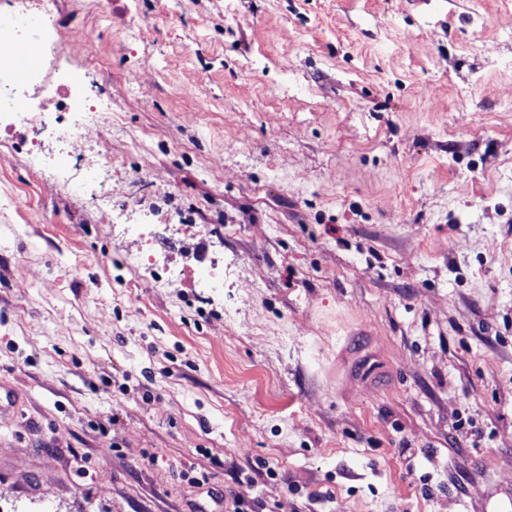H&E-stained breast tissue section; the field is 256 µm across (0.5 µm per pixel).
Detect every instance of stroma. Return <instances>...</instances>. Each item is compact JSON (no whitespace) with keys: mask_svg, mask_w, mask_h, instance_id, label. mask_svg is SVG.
I'll return each mask as SVG.
<instances>
[{"mask_svg":"<svg viewBox=\"0 0 512 512\" xmlns=\"http://www.w3.org/2000/svg\"><path fill=\"white\" fill-rule=\"evenodd\" d=\"M33 9L99 110L0 146V512H512V0Z\"/></svg>","mask_w":512,"mask_h":512,"instance_id":"35a3bbf8","label":"stroma"}]
</instances>
